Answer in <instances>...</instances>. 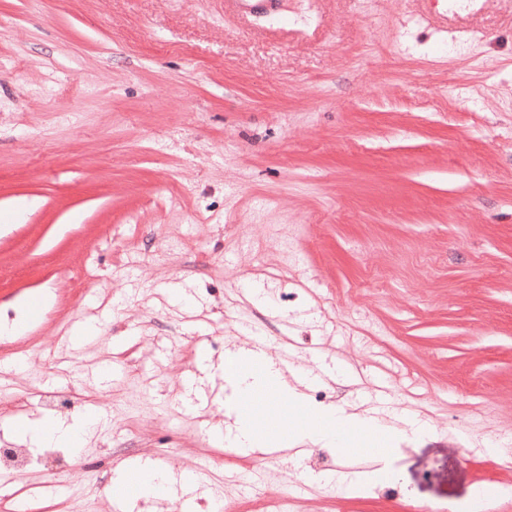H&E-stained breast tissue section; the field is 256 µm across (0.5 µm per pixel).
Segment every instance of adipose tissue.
Wrapping results in <instances>:
<instances>
[{
  "label": "adipose tissue",
  "instance_id": "1",
  "mask_svg": "<svg viewBox=\"0 0 512 512\" xmlns=\"http://www.w3.org/2000/svg\"><path fill=\"white\" fill-rule=\"evenodd\" d=\"M260 362V373L249 371L251 362ZM224 378V410L233 415L238 400L262 390L265 384H274L285 413L300 414L304 423L288 433L289 447L311 443L332 449L343 458L357 456L360 441L380 434H392L393 440L381 451V459L402 453L405 446L414 444L428 434L425 425L401 419L393 425L366 412H356L342 405L316 406L304 391L306 384L302 370L288 366L281 358L269 352H256L248 344L232 345L225 349L219 364Z\"/></svg>",
  "mask_w": 512,
  "mask_h": 512
}]
</instances>
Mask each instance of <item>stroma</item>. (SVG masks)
<instances>
[{
	"instance_id": "stroma-1",
	"label": "stroma",
	"mask_w": 512,
	"mask_h": 512,
	"mask_svg": "<svg viewBox=\"0 0 512 512\" xmlns=\"http://www.w3.org/2000/svg\"><path fill=\"white\" fill-rule=\"evenodd\" d=\"M21 311L0 448L26 413L100 418L0 512H112L139 459L226 512H512V0H0V320ZM246 336L336 369L313 403L432 434L387 466L228 451L216 365Z\"/></svg>"
}]
</instances>
